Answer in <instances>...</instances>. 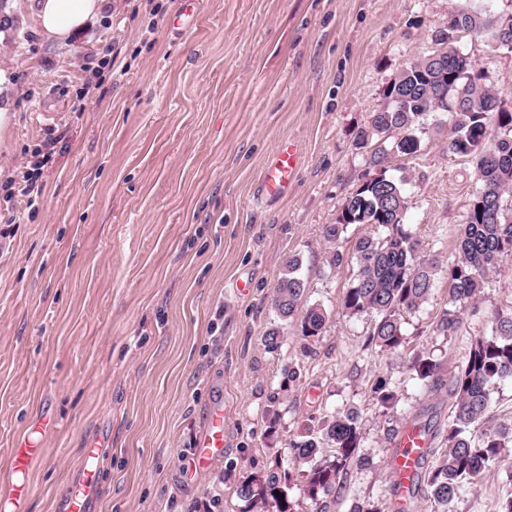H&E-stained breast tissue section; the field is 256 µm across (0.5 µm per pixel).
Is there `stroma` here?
<instances>
[{"label":"stroma","mask_w":512,"mask_h":512,"mask_svg":"<svg viewBox=\"0 0 512 512\" xmlns=\"http://www.w3.org/2000/svg\"><path fill=\"white\" fill-rule=\"evenodd\" d=\"M124 2L107 0L100 20L62 43L41 37L28 0L0 5V63L15 82L0 182L56 141L34 217L0 223V493L16 480L17 442L39 435L25 508L52 512L83 448L104 434L100 512H243L240 481L277 462L290 475L293 512H315L288 443L303 425L354 409L360 460L342 472L326 512L377 501L392 485L391 430L415 417L438 429L448 418L447 387L415 379L413 359L432 354L450 378L470 338L490 335L497 310L512 307V262L489 277L451 338L433 331L448 306L438 278L406 314L403 345L384 352L367 343L374 315L340 308L356 267L326 266L323 228L374 173L355 130L464 0H200L181 32L182 0H135L164 8L152 35L140 19L119 18ZM455 45L512 109V48L464 33ZM109 49L119 73L104 71L89 110L72 111ZM448 133L447 115L429 113L418 152L388 163L390 176L412 178L406 224L421 255L444 263L478 186L473 163L449 154ZM288 139L297 176L287 197L269 201L259 178ZM291 255L305 303L329 314L320 336L303 337L299 319L281 320L271 306ZM274 327L284 339L272 352ZM381 380L396 393L387 413L372 392ZM217 399L223 454L186 473ZM511 494L507 448L452 512H494Z\"/></svg>","instance_id":"35a3bbf8"}]
</instances>
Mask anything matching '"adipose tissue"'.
<instances>
[{"label": "adipose tissue", "instance_id": "1", "mask_svg": "<svg viewBox=\"0 0 512 512\" xmlns=\"http://www.w3.org/2000/svg\"><path fill=\"white\" fill-rule=\"evenodd\" d=\"M105 0H31V11L40 34L64 42L102 13Z\"/></svg>", "mask_w": 512, "mask_h": 512}]
</instances>
